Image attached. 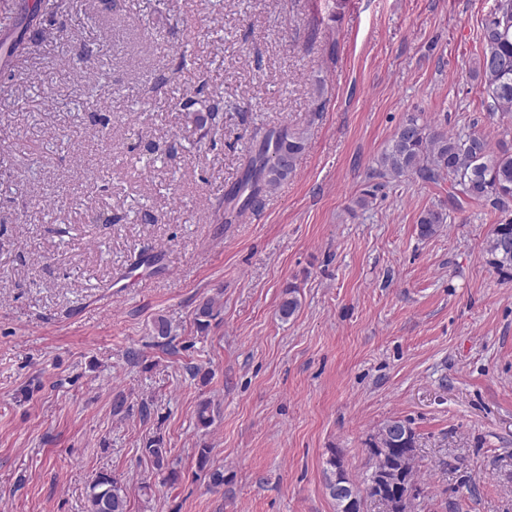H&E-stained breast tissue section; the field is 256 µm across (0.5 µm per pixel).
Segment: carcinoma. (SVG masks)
<instances>
[{"label": "carcinoma", "mask_w": 512, "mask_h": 512, "mask_svg": "<svg viewBox=\"0 0 512 512\" xmlns=\"http://www.w3.org/2000/svg\"><path fill=\"white\" fill-rule=\"evenodd\" d=\"M482 56L478 76L482 93L488 98L487 111L512 112V0H497L494 11L482 26ZM202 127L217 129L224 126V107L216 104L205 113L197 115ZM304 132L286 126L265 132L253 139L251 153L242 178L224 202L234 205L225 223H231L233 213H241L255 203L261 193L274 189L292 175L298 155L304 150ZM379 165L385 174L400 178L416 175L426 182H437L448 177L449 198L456 204L474 200L505 212L512 208V147L502 145L496 152L488 140L478 134L453 135L408 117L393 135L382 153ZM445 214L437 209L423 211L418 219L419 235L423 238L437 233L445 223ZM491 264L501 272H512V220L494 226L486 243ZM296 286L286 287L279 306L281 318L288 319L299 307ZM219 315V301L214 297L203 299L194 309L193 323L196 332H208L211 322ZM404 428L400 436L391 435L381 443L374 441L367 448L369 473L363 487L357 488L358 499L352 504L337 499L336 512H363L364 500L388 493L400 503L395 512H408L407 493L415 489L413 463L416 455V437L410 423L405 420L386 421L379 436L393 425ZM154 466L167 470L166 481L174 484L179 472L169 466L168 450L159 440L151 441L145 448ZM210 449L197 450V464L207 471L213 488L224 485V471L208 468ZM325 485L336 477L350 483L341 456L330 450L325 461ZM86 512H129L128 492L125 485L112 473L96 474L87 492Z\"/></svg>", "instance_id": "cac0c4a2"}]
</instances>
